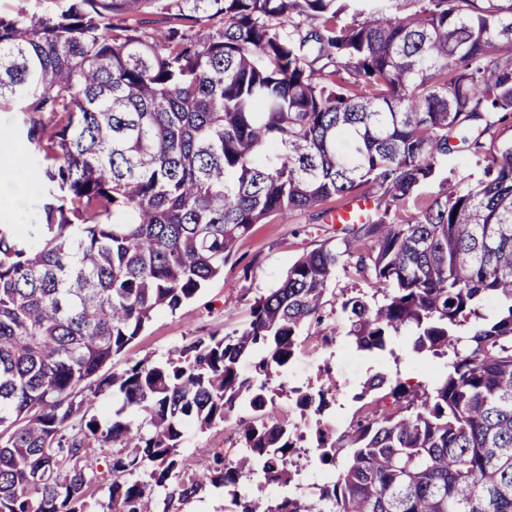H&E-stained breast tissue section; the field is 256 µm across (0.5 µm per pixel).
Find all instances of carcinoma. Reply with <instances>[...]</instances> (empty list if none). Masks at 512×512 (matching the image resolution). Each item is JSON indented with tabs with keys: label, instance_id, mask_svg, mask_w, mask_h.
Wrapping results in <instances>:
<instances>
[{
	"label": "carcinoma",
	"instance_id": "obj_1",
	"mask_svg": "<svg viewBox=\"0 0 512 512\" xmlns=\"http://www.w3.org/2000/svg\"><path fill=\"white\" fill-rule=\"evenodd\" d=\"M2 102L48 201L33 244L0 224V512H90L92 485L97 512H182L208 487L232 512H512V0H69L0 14ZM462 152L496 153V171L419 202ZM347 196L369 214L244 325L99 374L256 225ZM340 269L369 291L337 300ZM337 304L356 349L407 332L447 373L364 383L336 432L331 370L313 391L285 371L304 328L336 341ZM288 392L333 478L316 500L242 497L255 475L294 480L305 435L266 411ZM114 394L144 423L88 415ZM231 419L246 452L186 467V426ZM95 446L115 448L106 474Z\"/></svg>",
	"mask_w": 512,
	"mask_h": 512
}]
</instances>
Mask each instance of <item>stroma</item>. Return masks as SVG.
Returning a JSON list of instances; mask_svg holds the SVG:
<instances>
[{
  "label": "stroma",
  "instance_id": "obj_1",
  "mask_svg": "<svg viewBox=\"0 0 512 512\" xmlns=\"http://www.w3.org/2000/svg\"><path fill=\"white\" fill-rule=\"evenodd\" d=\"M20 124L21 115L16 109H0V144L19 148L22 152L19 180L27 187L22 206L24 213L29 215L41 210L47 192L39 188L38 176L31 169L33 160L28 144L18 133ZM494 164L491 154L463 152L449 156L442 171L474 185L485 180L487 171ZM318 211L313 208L296 213L286 222L271 217L257 225L250 235L239 241L236 260L225 266L223 276L209 281L182 310L158 314L128 347L126 359L148 357L163 361L192 337L221 334L243 324L252 297L274 287L289 264L303 251L335 236L336 225L318 219ZM325 326L336 330L335 346L322 345L314 336L302 337L300 353L289 367L287 379L292 385L315 388L320 384L323 368L331 367L334 378L342 383L336 392L332 418L336 430H343L350 422L355 410L351 396L372 375L384 373L413 384H430L442 373V360L414 357L402 338L395 341L393 353L362 352L357 360H343L341 346L346 330L343 313L334 312Z\"/></svg>",
  "mask_w": 512,
  "mask_h": 512
}]
</instances>
